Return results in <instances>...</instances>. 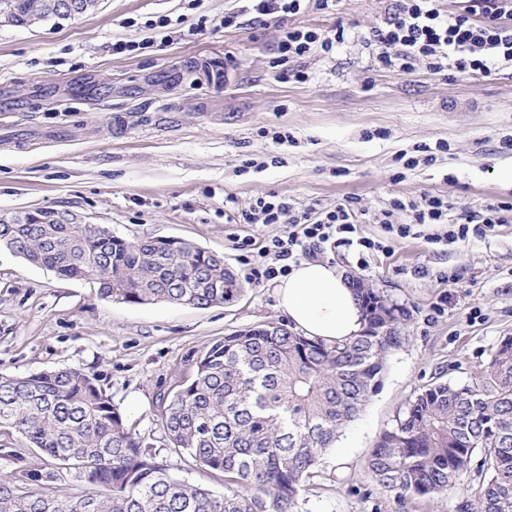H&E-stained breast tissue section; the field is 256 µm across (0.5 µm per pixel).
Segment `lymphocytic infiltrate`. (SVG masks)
<instances>
[{
  "mask_svg": "<svg viewBox=\"0 0 512 512\" xmlns=\"http://www.w3.org/2000/svg\"><path fill=\"white\" fill-rule=\"evenodd\" d=\"M329 0H250L256 14L269 16L279 24L280 64L304 56L312 49L331 52L344 40V27L332 30L289 25V18L309 9L327 8ZM438 0H399L394 13L370 38L378 62L402 72L424 66L439 74L448 67L458 72L488 74L496 65L512 66V0H465L462 11L441 13ZM254 221L284 225L282 235L265 245L252 239L237 240L236 248L256 252L258 259L249 268V277L264 284L287 276L292 263L311 250L333 249L344 244L356 226L346 206L333 210L311 207L293 213L287 202L259 200Z\"/></svg>",
  "mask_w": 512,
  "mask_h": 512,
  "instance_id": "f902f5d3",
  "label": "lymphocytic infiltrate"
}]
</instances>
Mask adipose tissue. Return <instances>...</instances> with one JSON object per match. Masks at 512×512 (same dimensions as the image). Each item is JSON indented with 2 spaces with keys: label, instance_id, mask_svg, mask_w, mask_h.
Instances as JSON below:
<instances>
[{
  "label": "adipose tissue",
  "instance_id": "adipose-tissue-1",
  "mask_svg": "<svg viewBox=\"0 0 512 512\" xmlns=\"http://www.w3.org/2000/svg\"><path fill=\"white\" fill-rule=\"evenodd\" d=\"M278 305L294 329L327 342L352 338L364 321L354 289L336 265L305 261L276 287Z\"/></svg>",
  "mask_w": 512,
  "mask_h": 512
}]
</instances>
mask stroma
<instances>
[{
    "label": "stroma",
    "mask_w": 512,
    "mask_h": 512,
    "mask_svg": "<svg viewBox=\"0 0 512 512\" xmlns=\"http://www.w3.org/2000/svg\"><path fill=\"white\" fill-rule=\"evenodd\" d=\"M244 5L100 0L71 20L0 23V216L52 209L129 241L181 238L222 253L244 285L206 309L116 303L90 281L1 251L0 373L95 374L173 477L223 493L222 473L169 448L160 397L190 382L197 357L225 335L285 319L274 284L249 280L234 246L284 231L249 222L256 201L342 204L355 211L358 236L384 248L342 246L322 258L402 311L405 339L321 455L303 512H455L484 480L477 466L445 500H401L376 486L367 461L409 400L435 382L467 384L512 336V212L480 222L512 203V67L483 76L379 66L367 40L396 0H338L292 22L344 27V44L291 62L307 79L285 80L278 25ZM237 11L241 28H224ZM161 17L167 27L147 28ZM118 42L135 49L116 52ZM421 147L432 162L408 166ZM425 195L447 200L467 235L449 241L448 224H426L402 238L379 224L388 209L394 224L414 223L392 202Z\"/></svg>",
    "instance_id": "stroma-1"
}]
</instances>
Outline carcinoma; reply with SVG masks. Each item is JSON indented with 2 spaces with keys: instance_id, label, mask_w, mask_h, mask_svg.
Here are the masks:
<instances>
[{
  "instance_id": "carcinoma-1",
  "label": "carcinoma",
  "mask_w": 512,
  "mask_h": 512,
  "mask_svg": "<svg viewBox=\"0 0 512 512\" xmlns=\"http://www.w3.org/2000/svg\"><path fill=\"white\" fill-rule=\"evenodd\" d=\"M53 0H0L19 26L53 19ZM68 279H91L101 298L206 309L243 292L224 255L191 242H129L98 224H43L0 216V250ZM360 333L332 343L284 323L236 330L195 362L185 387L162 396L175 452L224 473V494L172 477L128 428L97 376L79 368L0 375V512H301L320 455L355 419L404 336L396 308L354 285ZM53 468L23 464L32 452ZM485 473L476 499L457 512H512V337L462 386L438 382L385 430L367 464L400 498L442 497L473 454ZM72 475L103 489L78 497L55 486Z\"/></svg>"
}]
</instances>
